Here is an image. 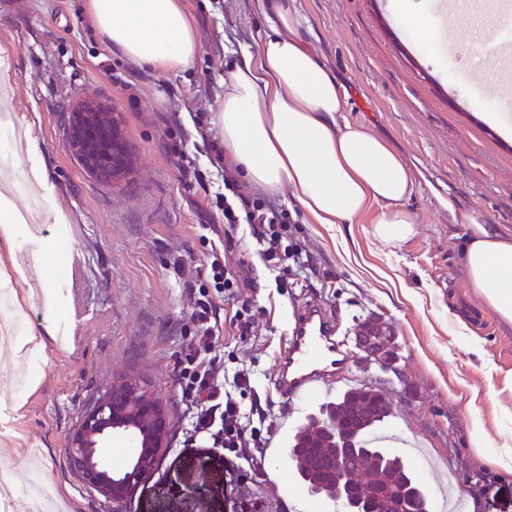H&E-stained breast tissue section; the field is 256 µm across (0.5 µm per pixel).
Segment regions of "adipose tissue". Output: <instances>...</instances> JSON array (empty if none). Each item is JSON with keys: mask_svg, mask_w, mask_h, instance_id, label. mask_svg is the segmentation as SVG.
Here are the masks:
<instances>
[{"mask_svg": "<svg viewBox=\"0 0 512 512\" xmlns=\"http://www.w3.org/2000/svg\"><path fill=\"white\" fill-rule=\"evenodd\" d=\"M90 24L108 46L164 72L195 61L200 42L181 0H88ZM269 32L258 56L228 65L215 122L224 150L250 184L289 189L317 224H348L376 207L373 234L400 244L415 234L404 205L412 189L405 163L362 126L337 119L340 86L305 43L296 0H268ZM472 288L512 324V237L472 221L463 244Z\"/></svg>", "mask_w": 512, "mask_h": 512, "instance_id": "1", "label": "adipose tissue"}]
</instances>
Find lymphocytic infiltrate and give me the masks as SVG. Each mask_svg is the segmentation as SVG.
Returning a JSON list of instances; mask_svg holds the SVG:
<instances>
[{
    "mask_svg": "<svg viewBox=\"0 0 512 512\" xmlns=\"http://www.w3.org/2000/svg\"><path fill=\"white\" fill-rule=\"evenodd\" d=\"M224 218L229 226L246 223L250 235L260 244L261 255L277 274L280 285H287L294 272L310 267V253L302 245H288V218L267 203L247 195L232 172L224 174ZM228 244L211 247V257L196 269L195 288L189 289L190 320L193 334L184 344L177 374L179 401L191 420L194 436L211 439L223 449L225 459L237 466L264 475V463L271 430L269 416L260 400L243 404L242 396L253 388L249 369L227 373L224 367V330L232 328L240 342L255 335L258 316L242 297L251 283L232 270ZM236 301L230 319H222L215 294Z\"/></svg>",
    "mask_w": 512,
    "mask_h": 512,
    "instance_id": "obj_1",
    "label": "lymphocytic infiltrate"
}]
</instances>
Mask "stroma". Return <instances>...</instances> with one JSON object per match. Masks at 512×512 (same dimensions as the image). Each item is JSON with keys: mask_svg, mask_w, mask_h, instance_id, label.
Returning a JSON list of instances; mask_svg holds the SVG:
<instances>
[{"mask_svg": "<svg viewBox=\"0 0 512 512\" xmlns=\"http://www.w3.org/2000/svg\"><path fill=\"white\" fill-rule=\"evenodd\" d=\"M483 0H457L459 23L429 13L424 38L395 0H296L303 37L343 87V117L382 137L407 163L414 187L405 207L416 233L401 244L373 234L375 208L350 224H315L288 189L253 197L288 215L291 240L314 258L310 270L280 288L247 227L232 245L254 268L248 292L260 330L250 345L224 336L228 368L250 366L260 397L270 399L274 435L295 430L319 402L300 405L276 390L277 357L293 306L316 304L354 336L370 317L388 324L398 346L392 367L350 349L336 391L368 385L392 414L379 427L394 447L416 449L414 475L428 495L452 488L475 512H512V476L490 457L512 450V325L470 288L461 248L465 217L512 235V107L486 96L502 79L492 64L461 66L464 34L484 22ZM87 0H0V88L13 95L38 151L0 153L13 171L11 198L30 207L26 188L42 177L52 214L40 244L44 280L22 266L30 243L20 225L14 257L0 258L12 312L25 323V362L0 359V466L17 474L6 512H31L28 451H36L63 512H101L66 455L86 403L123 378L144 381L165 409L168 437L155 472L132 495L129 512H294L293 495L275 496L270 480L226 463L211 440L185 443L190 421L176 386L182 346L193 325L186 290L190 269L208 260L199 225L224 227L215 199L222 177L209 161L223 144L214 108L224 96V64L237 50L257 55L267 31L261 0H183L200 53L183 72L163 73L107 48L90 27ZM100 103L116 112L133 150L129 183L85 172L71 155L64 111ZM195 160L202 181L183 182L179 155ZM59 298L66 343L46 340L41 288ZM476 406L491 445L480 448L468 406Z\"/></svg>", "mask_w": 512, "mask_h": 512, "instance_id": "35a3bbf8", "label": "stroma"}]
</instances>
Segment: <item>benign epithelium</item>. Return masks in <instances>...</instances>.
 Returning a JSON list of instances; mask_svg holds the SVG:
<instances>
[{"instance_id": "1", "label": "benign epithelium", "mask_w": 512, "mask_h": 512, "mask_svg": "<svg viewBox=\"0 0 512 512\" xmlns=\"http://www.w3.org/2000/svg\"><path fill=\"white\" fill-rule=\"evenodd\" d=\"M66 129L72 153L89 173L100 171L98 145L112 148L111 166L107 171L111 183L128 178L132 171L129 149L122 139L116 115L101 106L87 103L70 109ZM393 336H380L364 326L357 333V348L366 353L383 347ZM121 429L135 442L129 464L121 471L101 467L100 457L90 455L92 448H103L112 432ZM165 410L141 380L131 377L122 384L120 393L103 391L84 410L78 430L67 448L70 464L81 474L86 487L101 496L110 512H127V499L156 467L159 453L167 440ZM321 467L334 479L344 475L347 460L338 456L325 458Z\"/></svg>"}]
</instances>
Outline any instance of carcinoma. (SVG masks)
Listing matches in <instances>:
<instances>
[{"instance_id":"cac0c4a2","label":"carcinoma","mask_w":512,"mask_h":512,"mask_svg":"<svg viewBox=\"0 0 512 512\" xmlns=\"http://www.w3.org/2000/svg\"><path fill=\"white\" fill-rule=\"evenodd\" d=\"M392 414L391 406L381 393L363 387H350L336 395L321 409V420H311L297 427L288 441L296 448L317 444L318 456L323 457L336 447V428L347 425L352 429L358 451L351 454L346 482L359 484L375 495L382 512H431L428 495L413 472L390 455L373 445L367 433ZM299 472L308 479L310 492L328 491L338 499L336 490L326 481L310 453L295 454Z\"/></svg>"}]
</instances>
